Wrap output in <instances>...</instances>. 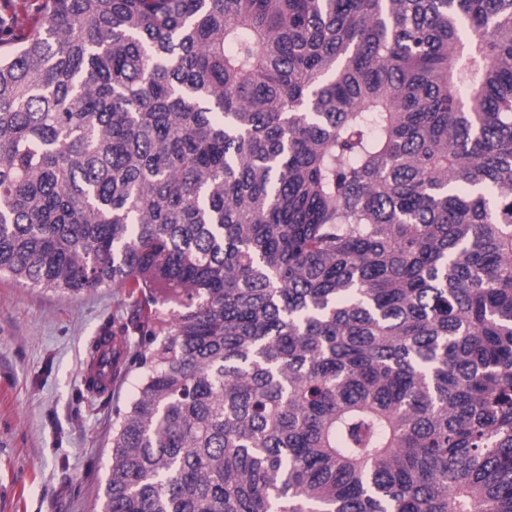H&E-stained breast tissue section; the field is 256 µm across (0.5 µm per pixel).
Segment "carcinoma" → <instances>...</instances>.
<instances>
[{"label": "carcinoma", "mask_w": 512, "mask_h": 512, "mask_svg": "<svg viewBox=\"0 0 512 512\" xmlns=\"http://www.w3.org/2000/svg\"><path fill=\"white\" fill-rule=\"evenodd\" d=\"M2 276L128 291L101 512H512V0H45Z\"/></svg>", "instance_id": "cac0c4a2"}]
</instances>
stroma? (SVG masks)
<instances>
[{"label":"stroma","instance_id":"stroma-1","mask_svg":"<svg viewBox=\"0 0 512 512\" xmlns=\"http://www.w3.org/2000/svg\"><path fill=\"white\" fill-rule=\"evenodd\" d=\"M129 313L122 288L64 296L0 280V512H99L114 411L140 373L108 393L81 374L96 338Z\"/></svg>","mask_w":512,"mask_h":512}]
</instances>
